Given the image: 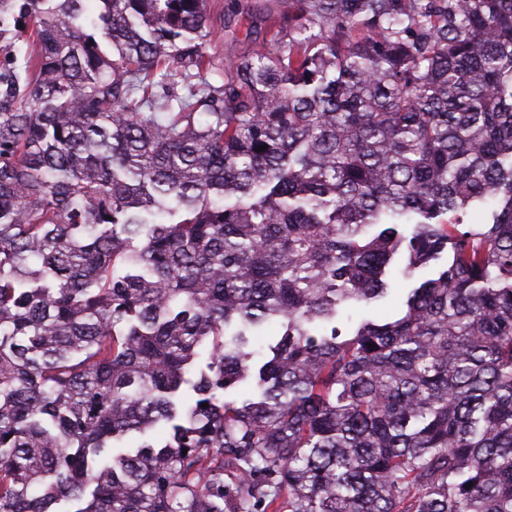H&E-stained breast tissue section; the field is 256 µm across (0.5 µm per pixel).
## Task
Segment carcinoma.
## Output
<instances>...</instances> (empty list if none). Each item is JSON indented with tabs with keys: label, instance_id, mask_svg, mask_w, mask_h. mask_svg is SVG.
I'll return each instance as SVG.
<instances>
[{
	"label": "carcinoma",
	"instance_id": "obj_1",
	"mask_svg": "<svg viewBox=\"0 0 512 512\" xmlns=\"http://www.w3.org/2000/svg\"><path fill=\"white\" fill-rule=\"evenodd\" d=\"M278 3L0 0V512H512V0ZM208 1L211 20L222 37L213 41L207 51L224 63L237 62L250 52L254 42L265 38L267 26L262 12L263 8H273L274 0H240L236 6L225 0ZM247 28L251 33L245 38Z\"/></svg>",
	"mask_w": 512,
	"mask_h": 512
}]
</instances>
